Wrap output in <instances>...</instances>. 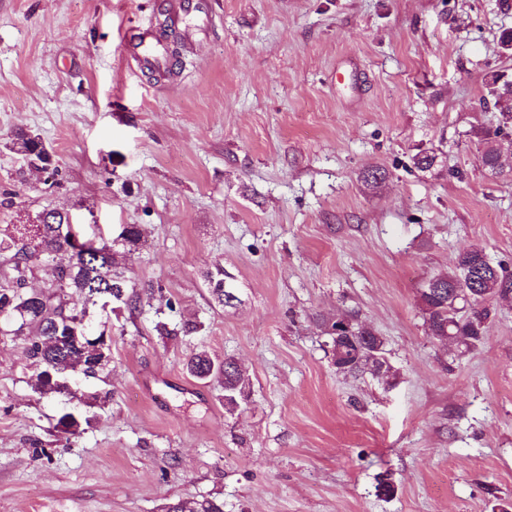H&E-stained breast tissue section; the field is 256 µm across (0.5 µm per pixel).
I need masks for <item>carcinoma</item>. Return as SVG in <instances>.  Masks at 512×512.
<instances>
[{"mask_svg":"<svg viewBox=\"0 0 512 512\" xmlns=\"http://www.w3.org/2000/svg\"><path fill=\"white\" fill-rule=\"evenodd\" d=\"M487 94L484 102L492 103L496 125L485 132L480 161L495 172L501 167L497 141L512 135V90L503 84L498 90L489 85ZM6 147L21 156L24 167L40 168L49 179L57 175L54 155L40 134L19 128ZM437 159L435 151L422 150L412 156V163L420 171H430ZM70 226L69 213L45 208L35 224H22L11 231L0 228V311L7 314L0 318V341L23 342L33 370L32 389L42 398L61 394L58 380L63 374L98 380L112 362L111 317L100 322L81 344L66 339L82 315L87 296L103 290L112 313L133 311L140 302L121 266L144 247V225H119L112 238L97 245L98 252L86 256L70 242ZM206 278L212 298L224 305V269L209 271ZM455 287L473 289L477 298L471 304L463 297L456 300L450 294ZM487 298L512 300V274L502 264L492 263L482 247L472 246L458 254L453 268L431 276L419 291L428 336H448L466 350L477 346L486 335L490 318V311L478 303ZM329 322L322 319L321 327L329 338L336 369L343 373L367 371L380 377L387 363L383 337L356 319L353 332L338 338ZM186 369L200 380L221 382L224 406L229 409L248 398L250 380L232 358L216 361L205 351L193 352ZM84 423L89 419L67 412L59 417L57 428L76 435Z\"/></svg>","mask_w":512,"mask_h":512,"instance_id":"carcinoma-1","label":"carcinoma"}]
</instances>
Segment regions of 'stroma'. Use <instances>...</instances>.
<instances>
[{"label":"stroma","instance_id":"1","mask_svg":"<svg viewBox=\"0 0 512 512\" xmlns=\"http://www.w3.org/2000/svg\"><path fill=\"white\" fill-rule=\"evenodd\" d=\"M196 3L214 24L187 44L168 0H0V225L51 207L91 236L148 231L129 272L141 302L112 321L111 396L85 430L56 431L66 398L34 394L21 342L0 344V512H512V307L485 300V339L463 352L417 305L470 246L512 272V168L479 159L512 11ZM146 25L172 51L160 75L121 50ZM19 128L52 150L53 185L17 179ZM425 148L439 163L422 172ZM338 315L383 336L389 380L337 372L319 320ZM187 321L196 333L155 330ZM202 349L241 365L246 406L187 373Z\"/></svg>","mask_w":512,"mask_h":512}]
</instances>
